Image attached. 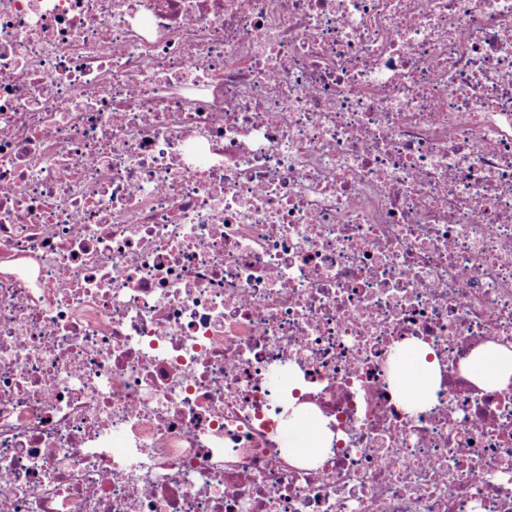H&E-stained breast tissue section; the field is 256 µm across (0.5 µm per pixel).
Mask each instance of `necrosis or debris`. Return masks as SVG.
I'll use <instances>...</instances> for the list:
<instances>
[{
	"label": "necrosis or debris",
	"instance_id": "4bbe7bcc",
	"mask_svg": "<svg viewBox=\"0 0 512 512\" xmlns=\"http://www.w3.org/2000/svg\"><path fill=\"white\" fill-rule=\"evenodd\" d=\"M489 342L512 0H0V512H512ZM468 377L478 387L494 390L512 380V349L489 342L471 358ZM405 363L399 371V391L406 403L416 408L432 394L440 381L436 361L426 360L429 350L423 346H411L404 351ZM302 420V428L299 433H295V439L289 443L300 457L306 459H316L324 452L323 436L315 418L300 412L297 420Z\"/></svg>",
	"mask_w": 512,
	"mask_h": 512
}]
</instances>
